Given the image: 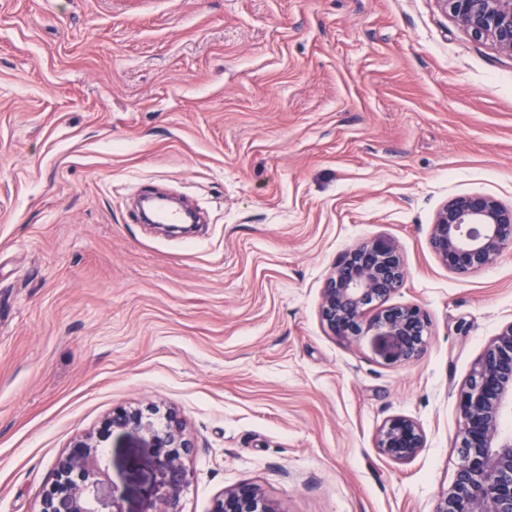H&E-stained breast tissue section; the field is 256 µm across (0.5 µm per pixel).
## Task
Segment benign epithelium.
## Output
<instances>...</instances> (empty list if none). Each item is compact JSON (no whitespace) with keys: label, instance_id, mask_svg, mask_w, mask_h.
I'll list each match as a JSON object with an SVG mask.
<instances>
[{"label":"benign epithelium","instance_id":"obj_1","mask_svg":"<svg viewBox=\"0 0 512 512\" xmlns=\"http://www.w3.org/2000/svg\"><path fill=\"white\" fill-rule=\"evenodd\" d=\"M437 2L471 39L489 41L512 57V0ZM429 244L448 270L459 275L480 271L512 247V206L484 195L455 196L437 211ZM405 277L396 244L356 245L326 280L319 307L323 327L345 341L373 334L385 358L394 363L418 360L424 351L427 315L415 305L388 304ZM457 404L463 419L460 462L433 512H512V432L502 427L504 414L512 412V322L484 349L458 393ZM104 427L149 436L158 458L174 474L159 512H179L188 484L184 460L196 442L178 417L166 413L165 424L158 428L142 409L118 407ZM377 448L392 461L407 462L425 448V439L413 420L395 416L381 428ZM107 478L105 455L94 436H85L57 459L54 479L42 490L36 512H98L91 489ZM210 512L277 510L256 484L242 482L216 496Z\"/></svg>","mask_w":512,"mask_h":512}]
</instances>
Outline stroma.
<instances>
[{
    "label": "stroma",
    "mask_w": 512,
    "mask_h": 512,
    "mask_svg": "<svg viewBox=\"0 0 512 512\" xmlns=\"http://www.w3.org/2000/svg\"><path fill=\"white\" fill-rule=\"evenodd\" d=\"M145 187L204 211L181 240L134 218ZM512 205V58L437 0H0V512H34L88 434L112 512H158L147 437L114 408L173 410L197 447L181 512L257 484L278 512H432L452 484L457 394L512 323V248L460 276L437 210ZM390 240L421 357L328 336L336 262ZM404 416L425 437L377 448ZM425 439L420 427L411 419L395 416L386 421L380 430L377 448L395 462H407L424 448Z\"/></svg>",
    "instance_id": "stroma-1"
}]
</instances>
